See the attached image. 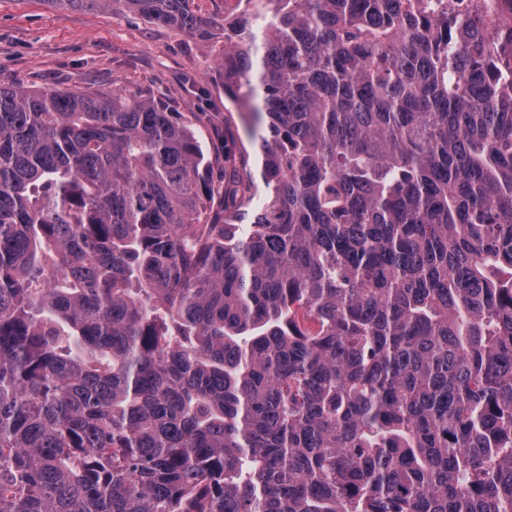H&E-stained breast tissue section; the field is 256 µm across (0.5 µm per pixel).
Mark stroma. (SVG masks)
Masks as SVG:
<instances>
[{
	"instance_id": "obj_1",
	"label": "stroma",
	"mask_w": 512,
	"mask_h": 512,
	"mask_svg": "<svg viewBox=\"0 0 512 512\" xmlns=\"http://www.w3.org/2000/svg\"><path fill=\"white\" fill-rule=\"evenodd\" d=\"M223 44L221 34L203 42L120 4L78 11L47 0H0V86L147 91L189 117L214 154L220 148L209 136L214 113L242 125L224 103Z\"/></svg>"
}]
</instances>
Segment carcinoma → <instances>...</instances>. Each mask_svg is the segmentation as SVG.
Instances as JSON below:
<instances>
[{"mask_svg": "<svg viewBox=\"0 0 512 512\" xmlns=\"http://www.w3.org/2000/svg\"><path fill=\"white\" fill-rule=\"evenodd\" d=\"M245 2L256 167L0 87V512H512V0Z\"/></svg>", "mask_w": 512, "mask_h": 512, "instance_id": "1", "label": "carcinoma"}]
</instances>
